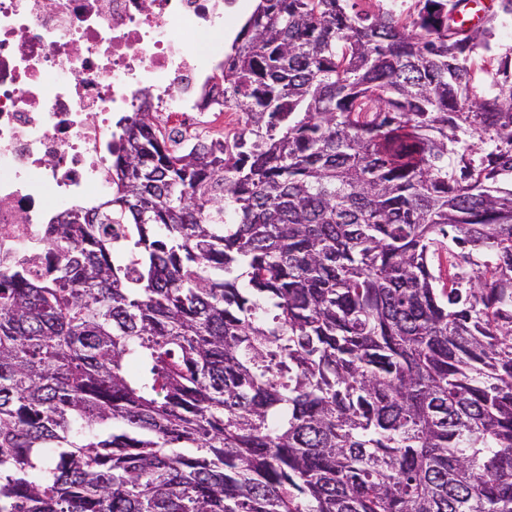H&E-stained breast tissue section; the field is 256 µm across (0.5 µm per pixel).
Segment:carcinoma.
Returning <instances> with one entry per match:
<instances>
[{
	"label": "carcinoma",
	"instance_id": "carcinoma-1",
	"mask_svg": "<svg viewBox=\"0 0 512 512\" xmlns=\"http://www.w3.org/2000/svg\"><path fill=\"white\" fill-rule=\"evenodd\" d=\"M470 2L259 0L231 148L126 118L109 207L0 269V512H512V0Z\"/></svg>",
	"mask_w": 512,
	"mask_h": 512
}]
</instances>
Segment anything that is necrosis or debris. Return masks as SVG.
I'll list each match as a JSON object with an SVG mask.
<instances>
[{
    "label": "necrosis or debris",
    "instance_id": "obj_1",
    "mask_svg": "<svg viewBox=\"0 0 512 512\" xmlns=\"http://www.w3.org/2000/svg\"><path fill=\"white\" fill-rule=\"evenodd\" d=\"M240 0H0V253L45 255L54 217L107 201L125 113L222 140L211 70Z\"/></svg>",
    "mask_w": 512,
    "mask_h": 512
}]
</instances>
